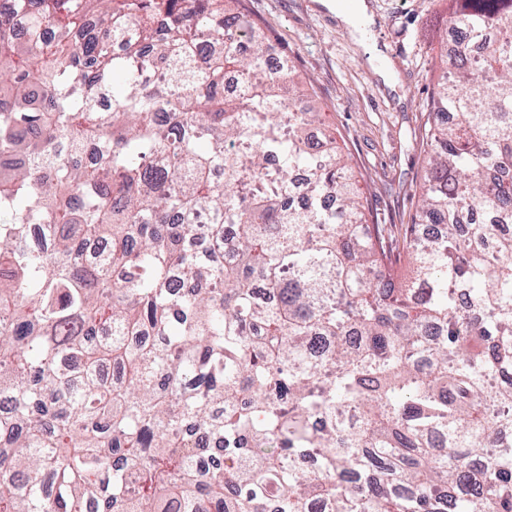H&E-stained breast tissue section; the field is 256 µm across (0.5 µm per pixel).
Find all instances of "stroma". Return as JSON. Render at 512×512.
Instances as JSON below:
<instances>
[{"mask_svg":"<svg viewBox=\"0 0 512 512\" xmlns=\"http://www.w3.org/2000/svg\"><path fill=\"white\" fill-rule=\"evenodd\" d=\"M367 2L375 24L359 43L319 0L245 5L335 128L363 197L383 223L407 224L423 184L421 137L436 64L447 51L448 0ZM375 47L388 57L394 86L368 63Z\"/></svg>","mask_w":512,"mask_h":512,"instance_id":"1","label":"stroma"}]
</instances>
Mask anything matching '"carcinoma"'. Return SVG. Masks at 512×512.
<instances>
[{"instance_id":"cac0c4a2","label":"carcinoma","mask_w":512,"mask_h":512,"mask_svg":"<svg viewBox=\"0 0 512 512\" xmlns=\"http://www.w3.org/2000/svg\"><path fill=\"white\" fill-rule=\"evenodd\" d=\"M16 9L0 512H512V0H448L397 230L242 0Z\"/></svg>"}]
</instances>
